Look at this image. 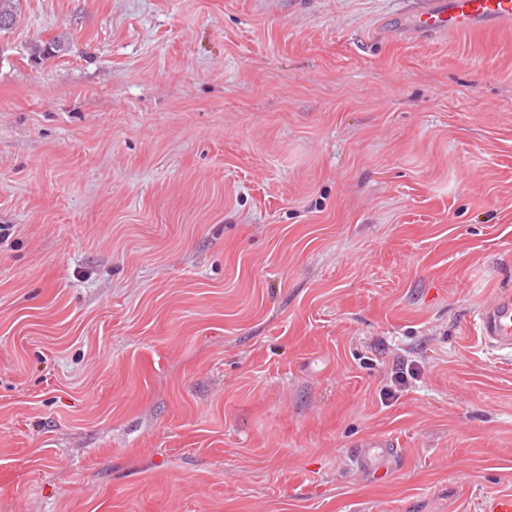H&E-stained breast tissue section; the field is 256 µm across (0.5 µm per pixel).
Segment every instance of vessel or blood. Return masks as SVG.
<instances>
[{
	"mask_svg": "<svg viewBox=\"0 0 512 512\" xmlns=\"http://www.w3.org/2000/svg\"><path fill=\"white\" fill-rule=\"evenodd\" d=\"M512 24V0H418L414 12L385 19L388 32L412 30L421 37L497 29ZM478 326L485 344L512 349V294L495 297L480 310ZM357 469L383 475L396 464L399 450L386 437L358 441L352 451Z\"/></svg>",
	"mask_w": 512,
	"mask_h": 512,
	"instance_id": "1",
	"label": "vessel or blood"
}]
</instances>
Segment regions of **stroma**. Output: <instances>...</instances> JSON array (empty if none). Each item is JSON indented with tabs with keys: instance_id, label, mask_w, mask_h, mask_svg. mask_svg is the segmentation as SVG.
<instances>
[{
	"instance_id": "stroma-1",
	"label": "stroma",
	"mask_w": 512,
	"mask_h": 512,
	"mask_svg": "<svg viewBox=\"0 0 512 512\" xmlns=\"http://www.w3.org/2000/svg\"><path fill=\"white\" fill-rule=\"evenodd\" d=\"M414 0H20L0 32V512L512 494V28ZM60 44L38 57L34 45ZM419 374L385 397L399 361ZM392 439L401 469L358 473ZM512 24V0H418L410 15L384 20L390 33L410 29L422 38L497 29ZM478 326L485 344L512 349V294H501L484 305L478 313ZM353 461L359 471L380 476L396 464L399 450L387 437H373L358 441L353 447Z\"/></svg>"
}]
</instances>
